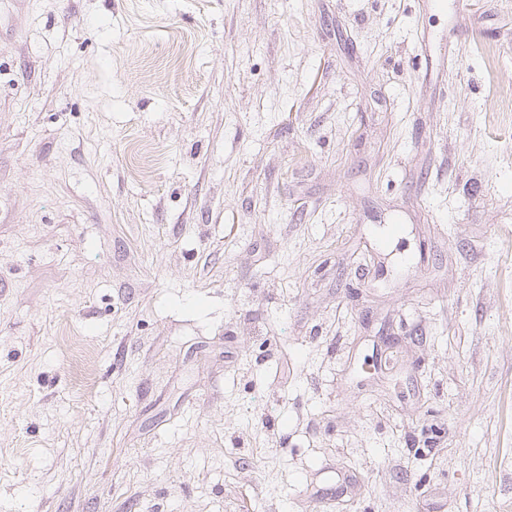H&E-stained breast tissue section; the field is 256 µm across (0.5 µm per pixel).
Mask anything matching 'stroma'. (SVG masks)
Wrapping results in <instances>:
<instances>
[{"label": "stroma", "instance_id": "1", "mask_svg": "<svg viewBox=\"0 0 512 512\" xmlns=\"http://www.w3.org/2000/svg\"><path fill=\"white\" fill-rule=\"evenodd\" d=\"M512 0H0V512H512Z\"/></svg>", "mask_w": 512, "mask_h": 512}]
</instances>
